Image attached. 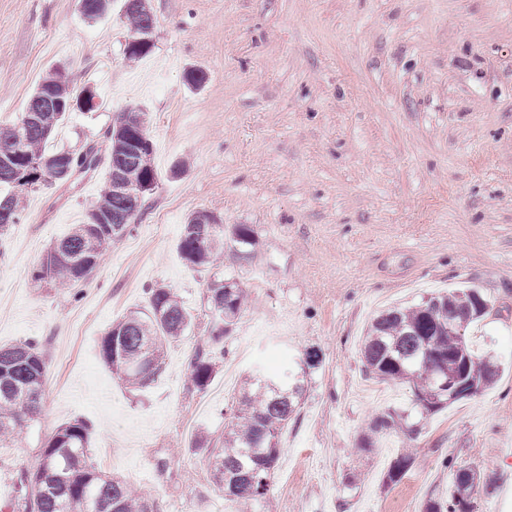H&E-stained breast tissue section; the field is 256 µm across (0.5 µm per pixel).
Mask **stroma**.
<instances>
[{"instance_id": "35a3bbf8", "label": "stroma", "mask_w": 512, "mask_h": 512, "mask_svg": "<svg viewBox=\"0 0 512 512\" xmlns=\"http://www.w3.org/2000/svg\"><path fill=\"white\" fill-rule=\"evenodd\" d=\"M148 6L154 47L130 61L119 7L92 22L77 0H0V126L60 65L74 84H94L100 106L72 113L48 150L101 143L115 114L139 108L158 175L132 234L78 289L32 271L85 221L107 164L28 192L21 222L0 237V346L39 339L46 363L41 414L0 448V504L15 471L35 467L56 428L79 419L92 426L93 462L156 512H234L188 445L223 432L245 372H282L314 348L321 363L281 436L274 512H421L448 492L445 456L497 471L478 512H512V0ZM192 69L201 88L186 84ZM197 210L250 225L254 255L228 249L217 267L187 265L177 244ZM223 278L248 303L199 391L185 358L212 333L206 288ZM461 284L489 301L466 334L502 373L474 397L413 412L408 384L366 377L367 323ZM156 285L176 289L193 321L167 348L164 373L135 389L102 362L99 343L113 321L146 309ZM390 409L418 423L420 457L387 488L403 433L370 448L361 437Z\"/></svg>"}]
</instances>
